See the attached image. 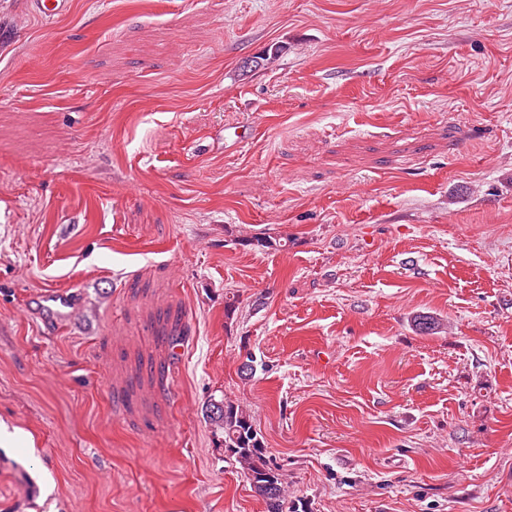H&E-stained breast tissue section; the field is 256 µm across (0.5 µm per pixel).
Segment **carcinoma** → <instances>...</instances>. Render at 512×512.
Segmentation results:
<instances>
[{"label": "carcinoma", "mask_w": 512, "mask_h": 512, "mask_svg": "<svg viewBox=\"0 0 512 512\" xmlns=\"http://www.w3.org/2000/svg\"><path fill=\"white\" fill-rule=\"evenodd\" d=\"M246 243L258 249L288 246V239L255 236ZM415 328L422 334L432 335L440 327L439 319L431 315H418ZM204 419L212 428L215 437L221 439L224 454L239 463L254 492L262 498L267 512H286V499L277 466L266 454L263 438L256 429L253 418L242 405L222 398L205 407Z\"/></svg>", "instance_id": "1"}]
</instances>
